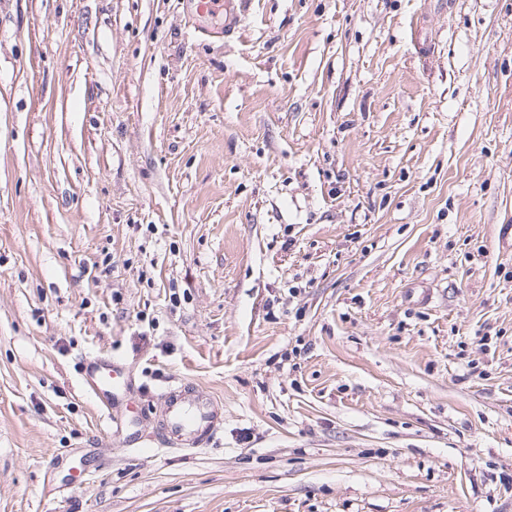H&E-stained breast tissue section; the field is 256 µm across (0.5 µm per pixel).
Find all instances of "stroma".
I'll list each match as a JSON object with an SVG mask.
<instances>
[{
	"label": "stroma",
	"mask_w": 512,
	"mask_h": 512,
	"mask_svg": "<svg viewBox=\"0 0 512 512\" xmlns=\"http://www.w3.org/2000/svg\"><path fill=\"white\" fill-rule=\"evenodd\" d=\"M212 25L0 0V512H512V0ZM81 384L85 392L96 398L112 439V431L119 432L123 426L115 415L112 416V397L127 391L131 381L117 370L112 360L102 357L87 364L86 373L81 374ZM159 399L165 436L181 447L193 448L212 440L224 423V407L217 400L194 394L184 384L164 389Z\"/></svg>",
	"instance_id": "obj_1"
}]
</instances>
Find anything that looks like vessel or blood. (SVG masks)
Returning a JSON list of instances; mask_svg holds the SVG:
<instances>
[{
  "instance_id": "obj_1",
  "label": "vessel or blood",
  "mask_w": 512,
  "mask_h": 512,
  "mask_svg": "<svg viewBox=\"0 0 512 512\" xmlns=\"http://www.w3.org/2000/svg\"><path fill=\"white\" fill-rule=\"evenodd\" d=\"M247 0H200L203 13L222 12L224 33L238 31ZM85 392L96 398L110 431L121 430L122 423L112 414V399L119 392L128 390L131 382L117 370L112 360L102 357L88 363L81 376ZM159 399L165 434L180 446L193 448L212 440L224 423V407L217 400L196 394L183 384L164 389Z\"/></svg>"
}]
</instances>
